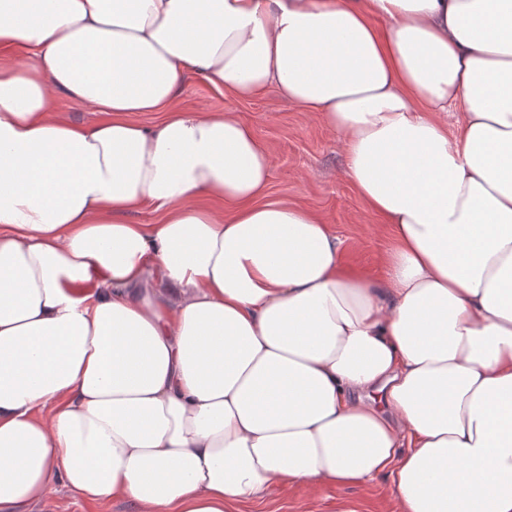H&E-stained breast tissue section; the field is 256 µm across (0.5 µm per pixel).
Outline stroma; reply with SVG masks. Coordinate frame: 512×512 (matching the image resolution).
<instances>
[{"label":"stroma","mask_w":512,"mask_h":512,"mask_svg":"<svg viewBox=\"0 0 512 512\" xmlns=\"http://www.w3.org/2000/svg\"><path fill=\"white\" fill-rule=\"evenodd\" d=\"M177 103L187 110L232 109L272 149L266 199L287 201L316 212L344 242V263L360 275L379 279L386 272L391 246L388 229L356 194L345 175L341 138L313 116L298 111L274 90L248 100H234L205 80L190 76ZM390 475L365 484L338 488L296 484L275 490L264 501L247 503L239 512H396ZM35 512H136L132 503L86 501L65 488L56 491Z\"/></svg>","instance_id":"obj_1"}]
</instances>
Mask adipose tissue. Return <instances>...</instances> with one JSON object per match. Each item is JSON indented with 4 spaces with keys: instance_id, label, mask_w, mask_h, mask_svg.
I'll return each instance as SVG.
<instances>
[{
    "instance_id": "adipose-tissue-1",
    "label": "adipose tissue",
    "mask_w": 512,
    "mask_h": 512,
    "mask_svg": "<svg viewBox=\"0 0 512 512\" xmlns=\"http://www.w3.org/2000/svg\"><path fill=\"white\" fill-rule=\"evenodd\" d=\"M190 75L340 135L382 281L234 110L172 109ZM385 473L512 512V0H0V512Z\"/></svg>"
}]
</instances>
